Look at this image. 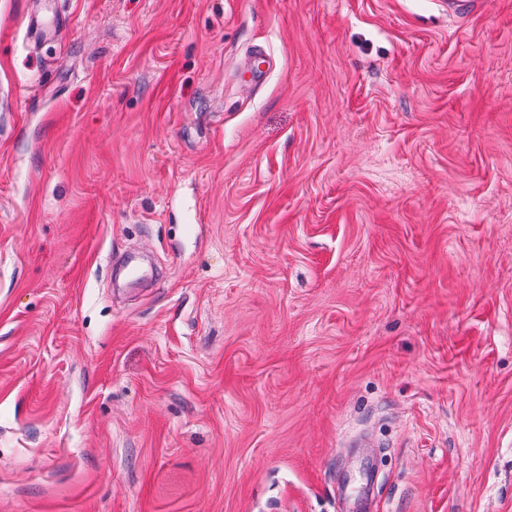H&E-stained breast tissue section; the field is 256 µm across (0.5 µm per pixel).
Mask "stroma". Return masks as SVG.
I'll return each mask as SVG.
<instances>
[{"label":"stroma","instance_id":"obj_1","mask_svg":"<svg viewBox=\"0 0 512 512\" xmlns=\"http://www.w3.org/2000/svg\"><path fill=\"white\" fill-rule=\"evenodd\" d=\"M0 512H512V0H0Z\"/></svg>","mask_w":512,"mask_h":512}]
</instances>
